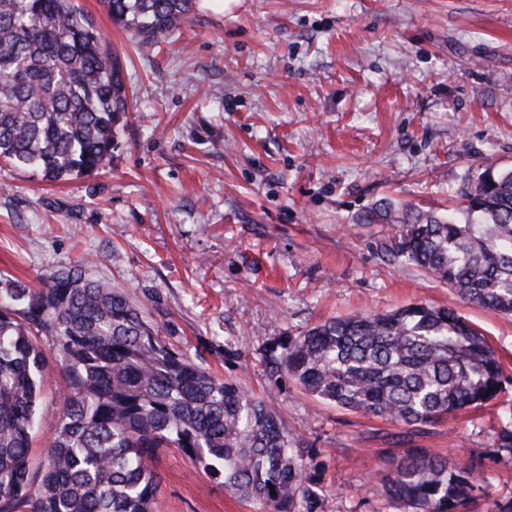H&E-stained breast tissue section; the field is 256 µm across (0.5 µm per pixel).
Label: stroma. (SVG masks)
<instances>
[{
	"label": "stroma",
	"instance_id": "1",
	"mask_svg": "<svg viewBox=\"0 0 512 512\" xmlns=\"http://www.w3.org/2000/svg\"><path fill=\"white\" fill-rule=\"evenodd\" d=\"M120 55L136 106L102 171L56 183L0 166V278L82 264L194 362L278 415L317 465L318 512H389L393 458L422 448L482 475L474 512L512 500V316L388 262L393 201L446 212L486 167L512 168V0H240L194 7L149 53L101 0H77ZM447 306L488 340L496 399L419 430L340 409L273 370L265 349L320 322ZM59 377L32 460L55 437ZM157 512H260L162 452Z\"/></svg>",
	"mask_w": 512,
	"mask_h": 512
}]
</instances>
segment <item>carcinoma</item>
<instances>
[{
    "label": "carcinoma",
    "mask_w": 512,
    "mask_h": 512,
    "mask_svg": "<svg viewBox=\"0 0 512 512\" xmlns=\"http://www.w3.org/2000/svg\"><path fill=\"white\" fill-rule=\"evenodd\" d=\"M143 48L185 22L193 0H102ZM128 110L119 57L73 0H0V160L50 182L103 169ZM441 217L387 204L398 227L387 258L413 264L463 301L512 313V168H486ZM0 512H156L161 450L262 512H317L311 471L280 418L237 383L211 375L140 307L80 266L30 285L0 280ZM271 363L337 407L406 426L479 408L502 366L476 328L446 306L409 304L286 336ZM61 376L56 436L31 466L36 400ZM480 488L466 467L419 448L383 485L411 512H466Z\"/></svg>",
    "instance_id": "carcinoma-1"
}]
</instances>
